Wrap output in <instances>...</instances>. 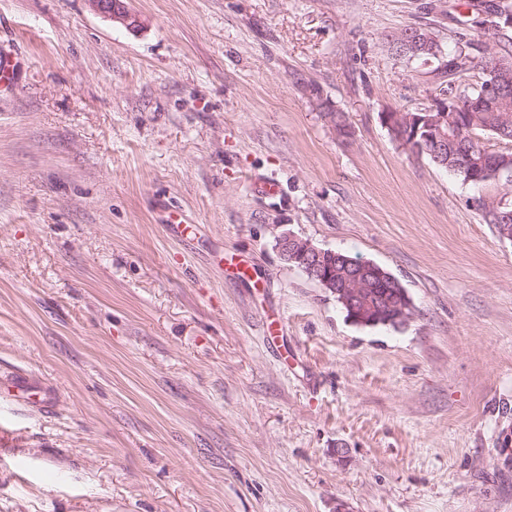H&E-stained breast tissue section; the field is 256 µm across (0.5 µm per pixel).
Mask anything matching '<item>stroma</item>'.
<instances>
[{
  "mask_svg": "<svg viewBox=\"0 0 512 512\" xmlns=\"http://www.w3.org/2000/svg\"><path fill=\"white\" fill-rule=\"evenodd\" d=\"M460 2L0 0V383L49 394L0 395V512H512V241L381 122ZM285 231L408 319L351 321ZM91 7L97 13L110 19L118 20L130 29L139 26V20L135 14L130 12L122 0H88ZM113 1V2H112ZM409 29L410 28L405 29L404 31ZM430 32L422 28H413L405 34L404 40L413 58L420 56H438L437 39L434 33L431 32L433 36ZM277 248L284 261L296 265L302 269L311 279L320 283L324 288L336 296V300L345 305L351 312V320L362 325H375L386 322L393 326L392 322L400 325L408 318L410 303L407 297L399 296L397 293L406 295V291L395 277L399 288L378 289L382 294L385 290L392 291V296L383 294L381 297L373 293L370 288L376 280H388L396 283L394 277L371 262L357 261L349 257L343 265L341 261L335 264V270L326 263V255H334L330 250L318 248L309 241L299 238L291 232H283L277 239ZM341 304V305H342ZM342 305V306H343ZM349 317V311L343 306ZM38 386L25 380H16L8 384H1L0 393L14 398L25 399L33 403L41 401Z\"/></svg>",
  "mask_w": 512,
  "mask_h": 512,
  "instance_id": "1",
  "label": "stroma"
}]
</instances>
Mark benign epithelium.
I'll list each match as a JSON object with an SVG mask.
<instances>
[{"label":"benign epithelium","instance_id":"obj_1","mask_svg":"<svg viewBox=\"0 0 512 512\" xmlns=\"http://www.w3.org/2000/svg\"><path fill=\"white\" fill-rule=\"evenodd\" d=\"M97 13L118 20L130 29L139 26V20L130 12L124 0H89ZM512 27V13L503 11L492 14L484 24L485 31H504ZM405 43L414 57L439 54L437 39L426 29L414 28L404 36ZM484 92L476 100L462 104L456 99L436 98L431 106L417 112L389 111L381 115V121L397 141L409 151L432 156L435 164L460 170L468 180L478 181L489 172L500 176L512 172V155L506 152L481 153V159L470 162L458 151L448 153V120L465 123V113L474 109L498 113L500 125L512 128V114L505 111L512 102V59L501 58L489 72ZM277 248L284 261L302 269L311 279L320 283L336 296V300L351 312L352 321L362 325L402 324L408 318L410 303L404 296H378L371 284L376 280L394 282V277L371 262L351 258L344 264L330 267L326 263L327 250L291 232H284L277 239Z\"/></svg>","mask_w":512,"mask_h":512}]
</instances>
